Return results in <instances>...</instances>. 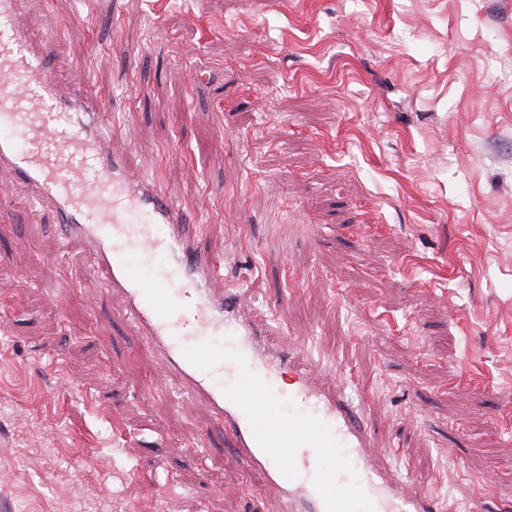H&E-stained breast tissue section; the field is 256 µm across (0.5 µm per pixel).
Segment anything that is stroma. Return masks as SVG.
I'll use <instances>...</instances> for the list:
<instances>
[{
	"label": "stroma",
	"mask_w": 512,
	"mask_h": 512,
	"mask_svg": "<svg viewBox=\"0 0 512 512\" xmlns=\"http://www.w3.org/2000/svg\"><path fill=\"white\" fill-rule=\"evenodd\" d=\"M21 8L269 347L342 367L435 512H512V0ZM123 307L0 171V512H272Z\"/></svg>",
	"instance_id": "obj_1"
}]
</instances>
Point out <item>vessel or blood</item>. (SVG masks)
I'll use <instances>...</instances> for the list:
<instances>
[{
	"mask_svg": "<svg viewBox=\"0 0 512 512\" xmlns=\"http://www.w3.org/2000/svg\"><path fill=\"white\" fill-rule=\"evenodd\" d=\"M51 48L29 42L19 0H0V170L52 203L65 239L83 245L107 290L123 298L166 376L204 401L232 449L263 473L272 512H431L428 492L401 481L377 451L334 372L308 360L299 342L266 349L264 329L224 288L222 262L186 233L183 208L155 176L130 178L113 153L86 80L62 87L45 75ZM187 337L198 344L191 356ZM285 372L294 377L287 390L278 385ZM274 395L287 414L257 427ZM338 452L354 479L320 468Z\"/></svg>",
	"mask_w": 512,
	"mask_h": 512,
	"instance_id": "1",
	"label": "vessel or blood"
}]
</instances>
